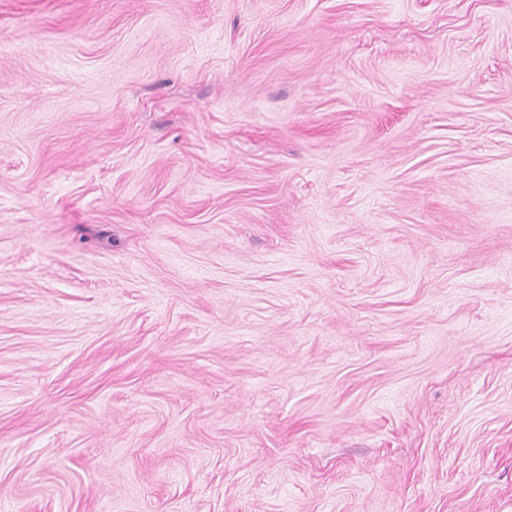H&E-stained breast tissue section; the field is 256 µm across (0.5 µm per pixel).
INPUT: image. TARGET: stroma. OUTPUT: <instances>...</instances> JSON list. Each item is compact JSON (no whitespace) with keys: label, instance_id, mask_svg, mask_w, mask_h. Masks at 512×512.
I'll use <instances>...</instances> for the list:
<instances>
[{"label":"stroma","instance_id":"1","mask_svg":"<svg viewBox=\"0 0 512 512\" xmlns=\"http://www.w3.org/2000/svg\"><path fill=\"white\" fill-rule=\"evenodd\" d=\"M0 512H512V0H0Z\"/></svg>","mask_w":512,"mask_h":512}]
</instances>
